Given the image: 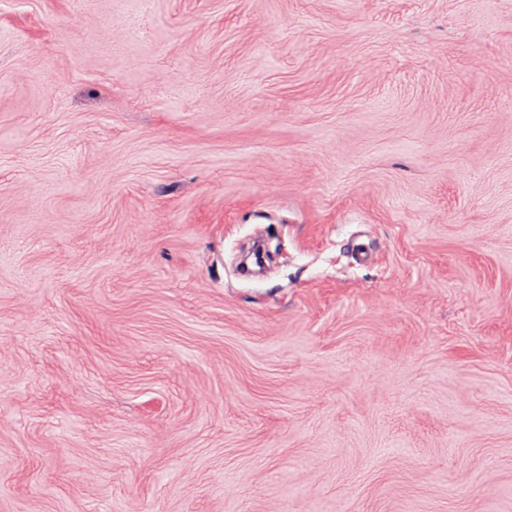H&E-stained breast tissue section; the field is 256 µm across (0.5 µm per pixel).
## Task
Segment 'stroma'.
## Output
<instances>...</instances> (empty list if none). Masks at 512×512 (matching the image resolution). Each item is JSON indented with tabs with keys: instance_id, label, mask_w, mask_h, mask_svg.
Returning a JSON list of instances; mask_svg holds the SVG:
<instances>
[{
	"instance_id": "35a3bbf8",
	"label": "stroma",
	"mask_w": 512,
	"mask_h": 512,
	"mask_svg": "<svg viewBox=\"0 0 512 512\" xmlns=\"http://www.w3.org/2000/svg\"><path fill=\"white\" fill-rule=\"evenodd\" d=\"M0 512H486L512 487V0H0Z\"/></svg>"
}]
</instances>
